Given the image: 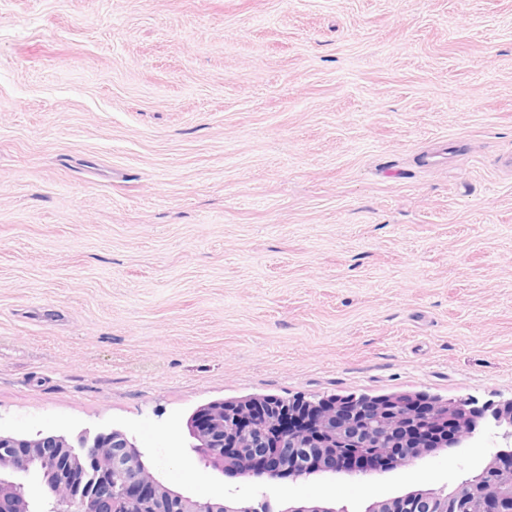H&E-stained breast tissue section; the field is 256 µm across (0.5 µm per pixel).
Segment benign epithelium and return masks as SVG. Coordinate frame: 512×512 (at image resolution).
<instances>
[{"mask_svg":"<svg viewBox=\"0 0 512 512\" xmlns=\"http://www.w3.org/2000/svg\"><path fill=\"white\" fill-rule=\"evenodd\" d=\"M263 399L216 401L187 422L188 448L221 474L297 481L365 477L408 467L442 448H461L487 432L502 441L484 465L452 489H424L377 500L364 512H512V399L473 407L468 398L302 397L300 423L280 428ZM306 453L297 468L289 459ZM45 488L32 500L24 478ZM0 512H255L224 499H196L165 484L121 430L94 435H17L0 431Z\"/></svg>","mask_w":512,"mask_h":512,"instance_id":"7a95c632","label":"benign epithelium"}]
</instances>
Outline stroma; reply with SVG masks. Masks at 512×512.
<instances>
[{
  "instance_id": "1",
  "label": "stroma",
  "mask_w": 512,
  "mask_h": 512,
  "mask_svg": "<svg viewBox=\"0 0 512 512\" xmlns=\"http://www.w3.org/2000/svg\"><path fill=\"white\" fill-rule=\"evenodd\" d=\"M512 0H0V430L124 431L283 512L450 487L204 469L201 406L512 398Z\"/></svg>"
}]
</instances>
